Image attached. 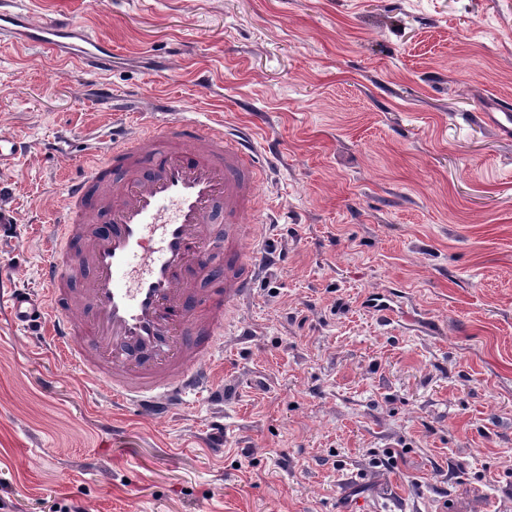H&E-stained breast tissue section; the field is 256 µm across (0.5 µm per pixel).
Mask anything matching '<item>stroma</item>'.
<instances>
[{"mask_svg": "<svg viewBox=\"0 0 512 512\" xmlns=\"http://www.w3.org/2000/svg\"><path fill=\"white\" fill-rule=\"evenodd\" d=\"M98 75L0 40V512H512V0H17ZM246 127L269 251L214 391L148 415L15 327L93 150Z\"/></svg>", "mask_w": 512, "mask_h": 512, "instance_id": "obj_1", "label": "stroma"}]
</instances>
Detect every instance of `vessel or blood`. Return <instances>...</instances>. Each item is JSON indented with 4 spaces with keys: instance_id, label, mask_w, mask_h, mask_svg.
<instances>
[{
    "instance_id": "1",
    "label": "vessel or blood",
    "mask_w": 512,
    "mask_h": 512,
    "mask_svg": "<svg viewBox=\"0 0 512 512\" xmlns=\"http://www.w3.org/2000/svg\"><path fill=\"white\" fill-rule=\"evenodd\" d=\"M0 34L56 52L72 36L83 47L69 61L112 67L72 17L37 24L0 5ZM254 156L223 125L190 118L114 137L103 161L68 181L43 290L14 291L11 321L49 325L66 360L140 410L162 414L209 391L226 313L249 296L265 250L246 222Z\"/></svg>"
}]
</instances>
